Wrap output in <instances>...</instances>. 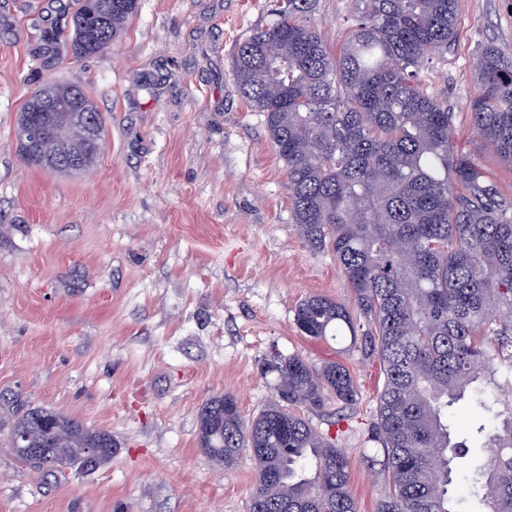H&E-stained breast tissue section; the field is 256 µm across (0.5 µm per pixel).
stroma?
Listing matches in <instances>:
<instances>
[{"mask_svg": "<svg viewBox=\"0 0 512 512\" xmlns=\"http://www.w3.org/2000/svg\"><path fill=\"white\" fill-rule=\"evenodd\" d=\"M77 0H0V512H249V455L220 467L198 446V411L236 397L252 420L273 400L261 363L335 360L355 405L305 418L351 462L357 512L388 490L370 438L383 374L349 339L303 336L297 304L350 302L333 257L297 234L263 113L241 96L231 55L267 22L266 0H138L104 52L74 59ZM458 36L421 77L455 114L452 138L512 198V168L473 141L474 60L512 58V0H457ZM354 0H318L315 25L341 47ZM84 88L106 121L96 166L63 174L28 161L19 116L47 83ZM43 406L109 432L108 463L46 474L7 437Z\"/></svg>", "mask_w": 512, "mask_h": 512, "instance_id": "stroma-1", "label": "stroma"}]
</instances>
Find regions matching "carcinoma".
<instances>
[{"instance_id": "1", "label": "carcinoma", "mask_w": 512, "mask_h": 512, "mask_svg": "<svg viewBox=\"0 0 512 512\" xmlns=\"http://www.w3.org/2000/svg\"><path fill=\"white\" fill-rule=\"evenodd\" d=\"M99 25L72 16L74 57L105 49L138 0H100ZM317 0H286L236 46L241 96L265 116L283 162L298 235L336 260L352 303L312 294L294 321L310 339L348 336L381 366L371 438L389 484L376 512H512V199L486 168L453 143L448 100L428 93L420 70L456 40V0H357L360 15L340 52L314 23ZM274 45L277 51L268 53ZM470 112L478 141L512 166V60L484 47ZM275 401L245 421L236 398L214 396L198 434L220 465L249 452L256 477L249 512H356L350 460L300 408L358 396L337 361L317 367L298 354L264 358ZM467 399L484 415L475 432L487 454H467L448 426V407ZM12 430L29 435V467L51 472L112 457L106 431L32 407ZM478 507L455 499L459 475Z\"/></svg>"}]
</instances>
